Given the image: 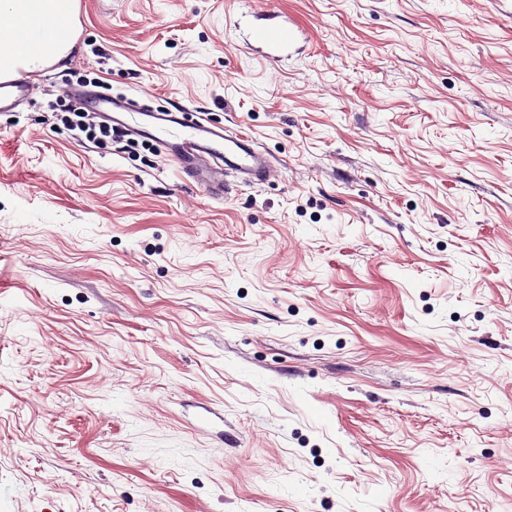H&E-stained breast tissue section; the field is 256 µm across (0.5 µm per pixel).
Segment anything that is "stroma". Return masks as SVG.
Masks as SVG:
<instances>
[{"label":"stroma","instance_id":"stroma-1","mask_svg":"<svg viewBox=\"0 0 512 512\" xmlns=\"http://www.w3.org/2000/svg\"><path fill=\"white\" fill-rule=\"evenodd\" d=\"M292 21L271 59L246 44ZM0 112V512H512V0H79ZM253 136L224 199L55 117ZM253 43L285 47L296 39V32L292 26L281 24L276 27H257L249 35Z\"/></svg>","mask_w":512,"mask_h":512}]
</instances>
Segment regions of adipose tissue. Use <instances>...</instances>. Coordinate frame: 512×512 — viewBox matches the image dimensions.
Listing matches in <instances>:
<instances>
[{"mask_svg": "<svg viewBox=\"0 0 512 512\" xmlns=\"http://www.w3.org/2000/svg\"><path fill=\"white\" fill-rule=\"evenodd\" d=\"M77 0H0V75L33 73L46 64H65L78 49L74 26Z\"/></svg>", "mask_w": 512, "mask_h": 512, "instance_id": "obj_1", "label": "adipose tissue"}]
</instances>
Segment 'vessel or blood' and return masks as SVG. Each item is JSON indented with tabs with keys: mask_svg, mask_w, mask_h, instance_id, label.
Returning <instances> with one entry per match:
<instances>
[{
	"mask_svg": "<svg viewBox=\"0 0 512 512\" xmlns=\"http://www.w3.org/2000/svg\"><path fill=\"white\" fill-rule=\"evenodd\" d=\"M295 38L293 27L285 24L258 27L250 33L253 43L273 47L288 46ZM32 92L24 75L0 80V111L29 98ZM79 100L98 110L111 108L114 126L163 149L167 159L212 198L228 194L232 179L255 183L271 173L266 154L252 136L228 131L203 113L184 106L154 111L134 100L112 104L91 93L80 94Z\"/></svg>",
	"mask_w": 512,
	"mask_h": 512,
	"instance_id": "1",
	"label": "vessel or blood"
}]
</instances>
